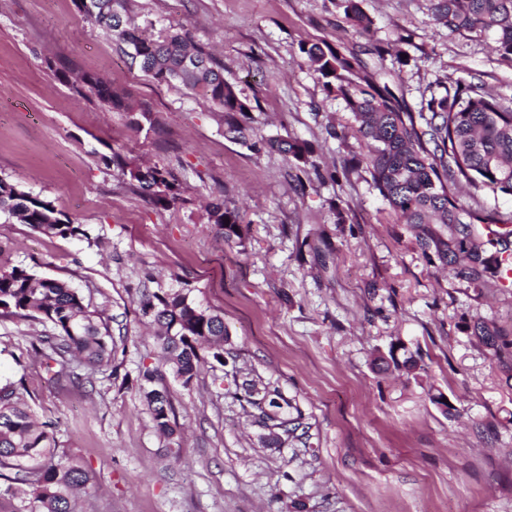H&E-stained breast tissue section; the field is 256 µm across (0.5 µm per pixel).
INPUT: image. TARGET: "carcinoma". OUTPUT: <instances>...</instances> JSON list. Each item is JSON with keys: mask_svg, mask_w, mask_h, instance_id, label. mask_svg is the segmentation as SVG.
I'll use <instances>...</instances> for the list:
<instances>
[{"mask_svg": "<svg viewBox=\"0 0 512 512\" xmlns=\"http://www.w3.org/2000/svg\"><path fill=\"white\" fill-rule=\"evenodd\" d=\"M130 0H77L84 16L126 45L127 55L140 71L158 84L178 82L218 104L224 112V136L250 149L258 146L284 158L309 164L308 143L292 138H265L250 124L252 106L236 86L224 79V67L187 35L163 38L146 35L129 23ZM435 22L450 34L490 36L496 50L512 57V0H428ZM346 21L358 34L371 32L374 21L360 0H337ZM327 94L343 99L355 123L362 153L353 155L345 174L364 169L370 183L402 224L417 230V243L427 257L435 256L453 278L481 298L492 280L512 286V230L491 233L487 224L512 225V212L485 206L490 192L512 195V104L485 91L479 82L459 79L454 90L432 94L420 112L409 110L386 84L378 83L367 62L351 51L340 54L319 42L299 43ZM111 107L135 115L137 127L153 124L152 115L119 94L101 75L79 76ZM136 187L152 203L167 207L179 188L157 167L129 169ZM469 189L470 202L461 198ZM0 212L46 236L88 237L81 224L62 218L53 204L0 179ZM207 223L226 242L243 244L241 214L224 202L207 208ZM33 319L49 328L40 337L47 370L55 357L68 355L92 371L112 363L109 318L85 303L83 295L65 281L38 277L26 268L0 269V315ZM139 315L161 327L157 343L164 360L183 386H190L209 356L224 363V318L201 308L188 294L142 295ZM499 360L512 347L505 332L491 320L478 318L466 325ZM138 378L156 430L175 434L172 401L158 385V369L143 365ZM239 399L257 411L256 423L267 422L295 438L306 434L302 412L276 389L245 381ZM92 477L83 461L60 447L51 420L39 421L19 383L0 384V512H77L79 494H90Z\"/></svg>", "mask_w": 512, "mask_h": 512, "instance_id": "carcinoma-1", "label": "carcinoma"}]
</instances>
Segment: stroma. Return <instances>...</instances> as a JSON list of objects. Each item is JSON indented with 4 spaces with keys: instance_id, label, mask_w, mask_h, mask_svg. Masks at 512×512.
Listing matches in <instances>:
<instances>
[{
    "instance_id": "1",
    "label": "stroma",
    "mask_w": 512,
    "mask_h": 512,
    "mask_svg": "<svg viewBox=\"0 0 512 512\" xmlns=\"http://www.w3.org/2000/svg\"><path fill=\"white\" fill-rule=\"evenodd\" d=\"M427 5L361 0L374 21L362 37L336 0H133L134 26L187 33L223 64L261 135L310 143L336 172L321 180L225 138L218 105L146 77L76 0H0V178L89 231L47 237L0 213V268L69 282L105 312L117 346L110 367L59 384L30 358L41 325L0 317V381L25 378L37 415L57 421L93 477L80 512H512V364L465 329L484 317L512 334V288L472 300L366 177L344 174L360 148L351 114L298 51L322 41L373 64L372 46L402 35L408 65L380 74L412 111L460 77L512 99V60L492 40L448 34ZM70 72L109 76L154 128L63 81ZM116 153L166 170L179 199L162 208L139 195ZM218 199L239 210L244 244L208 224ZM145 290L220 311L223 364L188 387L174 378L139 315ZM397 339L420 352L418 377L375 368ZM142 364L169 390L173 438L155 430ZM246 380L292 400L305 437L268 445L236 395Z\"/></svg>"
}]
</instances>
